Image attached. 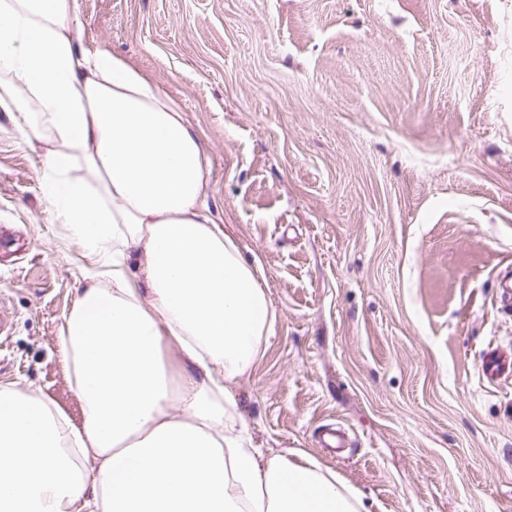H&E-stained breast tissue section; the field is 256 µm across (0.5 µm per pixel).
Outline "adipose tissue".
Wrapping results in <instances>:
<instances>
[{
  "mask_svg": "<svg viewBox=\"0 0 512 512\" xmlns=\"http://www.w3.org/2000/svg\"><path fill=\"white\" fill-rule=\"evenodd\" d=\"M0 109L43 143L55 220L92 262L60 338L83 424L0 388V512H367L311 460L259 459L239 428L230 387L274 322L263 270L212 217L181 112L83 48L76 0H0Z\"/></svg>",
  "mask_w": 512,
  "mask_h": 512,
  "instance_id": "adipose-tissue-1",
  "label": "adipose tissue"
}]
</instances>
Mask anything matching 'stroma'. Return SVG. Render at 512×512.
<instances>
[{
    "mask_svg": "<svg viewBox=\"0 0 512 512\" xmlns=\"http://www.w3.org/2000/svg\"><path fill=\"white\" fill-rule=\"evenodd\" d=\"M76 4L84 48L183 112L264 271L273 330L231 387L256 454L316 461L368 512H512V373L486 364L512 352V0ZM38 152L0 111V385L78 426L59 339L89 261Z\"/></svg>",
    "mask_w": 512,
    "mask_h": 512,
    "instance_id": "1",
    "label": "stroma"
}]
</instances>
